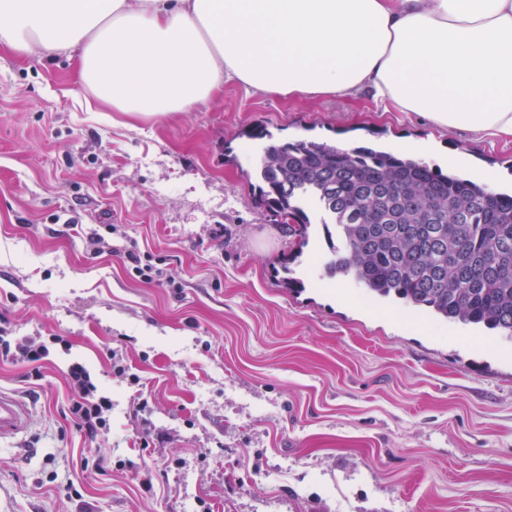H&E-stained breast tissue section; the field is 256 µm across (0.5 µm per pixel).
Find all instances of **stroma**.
<instances>
[{
  "label": "stroma",
  "instance_id": "35a3bbf8",
  "mask_svg": "<svg viewBox=\"0 0 512 512\" xmlns=\"http://www.w3.org/2000/svg\"><path fill=\"white\" fill-rule=\"evenodd\" d=\"M258 126L512 190V139L365 96L228 83L130 118L93 101L73 59L1 47L0 328L49 354L37 379L0 357V389L30 408L0 443V512H512V340L326 277L322 224L298 244L254 201ZM75 362L112 400L94 439L69 413ZM127 258L131 261L132 264H135L132 268L145 283H166L169 288H175L178 291L182 288V284L175 282L170 277L162 278L163 271L161 269H154V267L150 264L142 265V260L140 255L136 254L133 250L126 251Z\"/></svg>",
  "mask_w": 512,
  "mask_h": 512
}]
</instances>
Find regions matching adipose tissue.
Listing matches in <instances>:
<instances>
[{
	"label": "adipose tissue",
	"mask_w": 512,
	"mask_h": 512,
	"mask_svg": "<svg viewBox=\"0 0 512 512\" xmlns=\"http://www.w3.org/2000/svg\"><path fill=\"white\" fill-rule=\"evenodd\" d=\"M0 46L74 54L91 96L130 116L235 82L512 136V0H0Z\"/></svg>",
	"instance_id": "ef3b65f1"
}]
</instances>
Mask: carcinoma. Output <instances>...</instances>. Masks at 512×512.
<instances>
[{
  "label": "carcinoma",
  "instance_id": "obj_1",
  "mask_svg": "<svg viewBox=\"0 0 512 512\" xmlns=\"http://www.w3.org/2000/svg\"><path fill=\"white\" fill-rule=\"evenodd\" d=\"M268 140L254 158L258 205L303 244L323 214L330 276L512 339V194L374 146Z\"/></svg>",
  "mask_w": 512,
  "mask_h": 512
}]
</instances>
